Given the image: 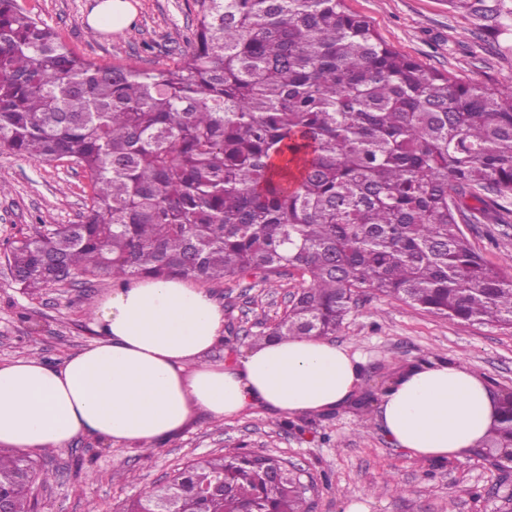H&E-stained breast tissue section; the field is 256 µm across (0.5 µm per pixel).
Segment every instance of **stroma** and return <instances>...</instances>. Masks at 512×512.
Segmentation results:
<instances>
[{
    "label": "stroma",
    "mask_w": 512,
    "mask_h": 512,
    "mask_svg": "<svg viewBox=\"0 0 512 512\" xmlns=\"http://www.w3.org/2000/svg\"><path fill=\"white\" fill-rule=\"evenodd\" d=\"M136 14L119 31L96 30L87 16L96 0H18L83 59L141 70L172 66L193 38L192 0H132ZM379 36L404 55L464 81L512 87V51L499 48L474 17L448 0H345ZM0 364L35 355L63 363L98 337L90 309L114 290L111 278L53 284L31 295L6 269V243L59 224L80 221L91 195L83 170L66 160L49 164L0 152ZM465 233L486 261L512 271V227L471 224ZM293 275L262 282L245 274L207 285L224 309V339L214 362L237 359L287 310L297 290ZM361 352L367 405L297 418L248 410L221 422L196 419L151 455L124 443L79 436L61 448L30 456L53 472L36 487L37 512H120L128 498L166 483L185 462L237 448L279 457L313 479L312 512H512V462L493 467L478 455L463 462L415 461L381 430L377 401L387 377L419 362L458 361L493 390L512 388V332L450 321L401 301L362 298L333 337Z\"/></svg>",
    "instance_id": "1"
}]
</instances>
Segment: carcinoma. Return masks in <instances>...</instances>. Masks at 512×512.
<instances>
[{
    "mask_svg": "<svg viewBox=\"0 0 512 512\" xmlns=\"http://www.w3.org/2000/svg\"><path fill=\"white\" fill-rule=\"evenodd\" d=\"M497 35L512 0H449ZM189 50L148 72L75 54L0 0V149L64 158L92 194L76 224L14 240L17 282L274 276L298 291L252 344L336 334L377 293L512 328V274L461 224H511L512 88L431 69L344 0H194ZM483 447L512 458V391ZM30 457L0 448L10 512H35ZM312 482L270 457L212 454L123 512H310Z\"/></svg>",
    "mask_w": 512,
    "mask_h": 512,
    "instance_id": "obj_1",
    "label": "carcinoma"
}]
</instances>
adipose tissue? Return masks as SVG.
I'll use <instances>...</instances> for the list:
<instances>
[{"label": "adipose tissue", "instance_id": "ef3b65f1", "mask_svg": "<svg viewBox=\"0 0 512 512\" xmlns=\"http://www.w3.org/2000/svg\"><path fill=\"white\" fill-rule=\"evenodd\" d=\"M93 315L98 339L63 363L31 356L0 365V445L26 453L80 435L152 445L199 415L220 420L255 407L294 418L332 411L363 381L358 354L317 336L210 361L224 309L180 279H136ZM496 418L490 386L455 361L402 369L377 414L410 458L440 462L466 460Z\"/></svg>", "mask_w": 512, "mask_h": 512}]
</instances>
